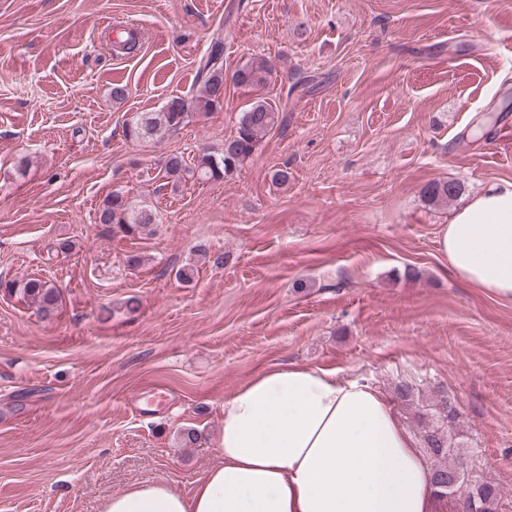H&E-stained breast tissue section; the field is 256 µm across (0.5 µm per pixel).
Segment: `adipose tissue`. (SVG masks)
Here are the masks:
<instances>
[{
    "instance_id": "obj_1",
    "label": "adipose tissue",
    "mask_w": 512,
    "mask_h": 512,
    "mask_svg": "<svg viewBox=\"0 0 512 512\" xmlns=\"http://www.w3.org/2000/svg\"><path fill=\"white\" fill-rule=\"evenodd\" d=\"M453 274L512 299V181L472 195L439 234ZM220 459L183 496L140 481L101 512H431L430 467L380 390L362 378L273 365L224 402Z\"/></svg>"
}]
</instances>
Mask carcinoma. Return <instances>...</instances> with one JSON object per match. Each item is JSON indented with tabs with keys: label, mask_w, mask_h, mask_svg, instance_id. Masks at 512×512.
<instances>
[{
	"label": "carcinoma",
	"mask_w": 512,
	"mask_h": 512,
	"mask_svg": "<svg viewBox=\"0 0 512 512\" xmlns=\"http://www.w3.org/2000/svg\"><path fill=\"white\" fill-rule=\"evenodd\" d=\"M272 67L264 62L247 65L235 72L234 82L238 86H260L268 82ZM201 95L188 102L180 97L168 99L157 112H147L126 124L124 134L131 140L153 136L161 131L174 132L193 112H213L224 105V34H214L200 59L197 70ZM287 117L270 102L256 100L244 109L239 119L236 135L224 141L221 151L203 152L187 161L180 154H170L163 162L165 176L176 182L196 180L217 182L233 174L256 151L264 137L274 130H282ZM462 186L454 180L438 179L424 189V196L431 203H443L460 194ZM157 212L151 205H134L120 191H114L102 203L98 211V223L116 227L127 236L134 235L156 223ZM20 293L38 311L49 315L56 309L58 289L39 278L23 282ZM442 424L428 418L421 409L414 411L419 428L422 447L435 459L432 476L459 470L465 461L462 445L456 441L459 413L448 399L436 403ZM465 491L475 499L478 512H496L497 486L480 474L470 475L465 480Z\"/></svg>",
	"instance_id": "1"
}]
</instances>
